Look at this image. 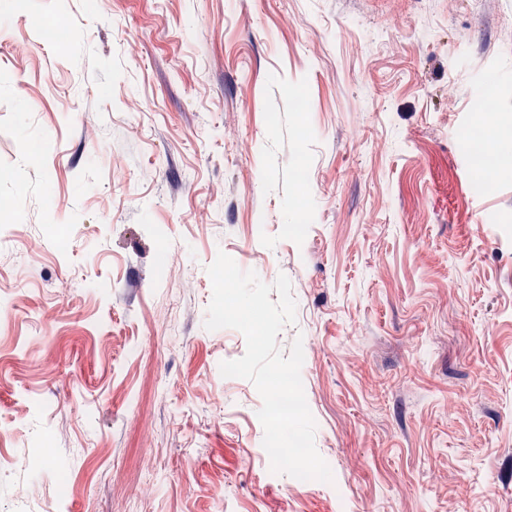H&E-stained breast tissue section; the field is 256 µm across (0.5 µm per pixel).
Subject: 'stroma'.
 Listing matches in <instances>:
<instances>
[{
	"label": "stroma",
	"instance_id": "35a3bbf8",
	"mask_svg": "<svg viewBox=\"0 0 512 512\" xmlns=\"http://www.w3.org/2000/svg\"><path fill=\"white\" fill-rule=\"evenodd\" d=\"M479 120L512 138V0H0V512H512ZM221 252L291 282L332 482L220 372Z\"/></svg>",
	"mask_w": 512,
	"mask_h": 512
}]
</instances>
